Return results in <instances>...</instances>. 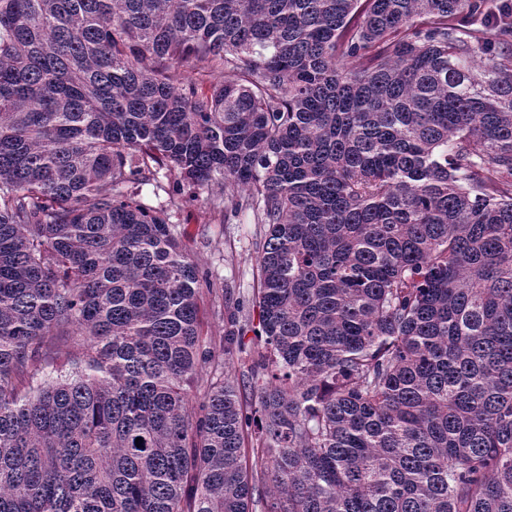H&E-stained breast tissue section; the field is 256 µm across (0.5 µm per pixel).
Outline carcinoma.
Segmentation results:
<instances>
[{"mask_svg":"<svg viewBox=\"0 0 512 512\" xmlns=\"http://www.w3.org/2000/svg\"><path fill=\"white\" fill-rule=\"evenodd\" d=\"M497 10L493 40L476 0H0V512H512ZM200 199L262 226V344L237 307L223 349L252 436L234 382L191 398Z\"/></svg>","mask_w":512,"mask_h":512,"instance_id":"carcinoma-1","label":"carcinoma"}]
</instances>
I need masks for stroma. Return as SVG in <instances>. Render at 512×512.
Instances as JSON below:
<instances>
[{"instance_id":"1","label":"stroma","mask_w":512,"mask_h":512,"mask_svg":"<svg viewBox=\"0 0 512 512\" xmlns=\"http://www.w3.org/2000/svg\"><path fill=\"white\" fill-rule=\"evenodd\" d=\"M182 239L197 262L201 285V333L214 352L224 345V326L233 300H251L257 290L259 227L247 211L217 215L202 203L185 204L176 216Z\"/></svg>"}]
</instances>
